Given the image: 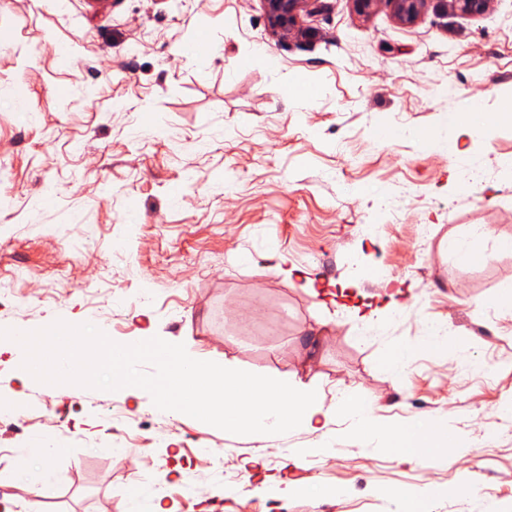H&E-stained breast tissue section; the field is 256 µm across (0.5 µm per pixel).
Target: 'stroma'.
<instances>
[{
    "label": "stroma",
    "instance_id": "35a3bbf8",
    "mask_svg": "<svg viewBox=\"0 0 512 512\" xmlns=\"http://www.w3.org/2000/svg\"><path fill=\"white\" fill-rule=\"evenodd\" d=\"M301 21L310 37L282 41L260 0H0V278H19L0 329L90 323L317 385L329 404L351 388L383 420H444L456 454L405 463L346 439L338 418L329 454L294 467L287 449L316 436L231 434L146 392L25 386L5 352L0 411L18 423L0 427V499L17 512L31 480L15 451L50 436L42 512H134L136 484L175 512H394L389 489L429 484L422 512H471L463 481L512 512V315L491 306L512 285L498 246L512 239V126L461 135L449 159L373 139L512 98V0L477 17L432 2L410 24L385 0L367 17L318 0ZM196 37L213 54L179 56ZM296 81L315 98L285 99ZM471 172L469 190L457 177ZM466 236L484 262L444 249ZM401 240L418 241L413 264ZM426 321L447 326V351L383 371L380 352L418 346ZM469 359L481 375L462 373Z\"/></svg>",
    "mask_w": 512,
    "mask_h": 512
}]
</instances>
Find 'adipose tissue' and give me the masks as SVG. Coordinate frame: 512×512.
<instances>
[{
	"instance_id": "adipose-tissue-1",
	"label": "adipose tissue",
	"mask_w": 512,
	"mask_h": 512,
	"mask_svg": "<svg viewBox=\"0 0 512 512\" xmlns=\"http://www.w3.org/2000/svg\"><path fill=\"white\" fill-rule=\"evenodd\" d=\"M512 122L511 112L485 111L481 102H470L466 111H451L445 114L444 123L448 128L447 137L440 138L425 130L412 131L411 136L421 144L433 147L443 156L451 157L458 152V139L465 133L485 132L496 126Z\"/></svg>"
}]
</instances>
